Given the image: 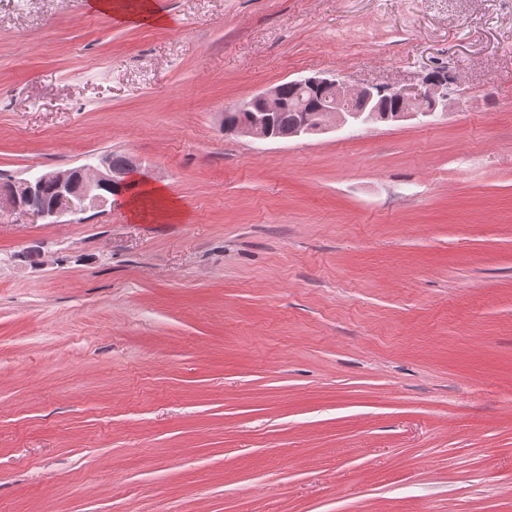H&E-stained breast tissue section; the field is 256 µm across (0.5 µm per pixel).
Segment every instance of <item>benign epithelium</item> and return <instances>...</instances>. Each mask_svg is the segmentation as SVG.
<instances>
[{
  "label": "benign epithelium",
  "mask_w": 512,
  "mask_h": 512,
  "mask_svg": "<svg viewBox=\"0 0 512 512\" xmlns=\"http://www.w3.org/2000/svg\"><path fill=\"white\" fill-rule=\"evenodd\" d=\"M304 85L317 83L329 89L332 97L315 111L304 114L301 122L290 138L306 134L325 133L347 125L366 124L382 118L393 121L426 117L434 114L437 107L448 109V84L445 79L432 80L421 77L418 87L413 89L397 88L379 84H360L353 86L334 76L314 75L293 80ZM392 94L400 102L394 115H382L383 96ZM281 105V88H266L251 99L230 108L232 112H252L254 117L246 125L226 126L224 133L240 137H249L256 141L278 138L269 126L268 113L277 112ZM141 164L130 159L121 168L112 167V156L99 158L98 164H85L65 171H48L28 179H21L15 185L22 190H7L0 196V205L6 203L12 208L49 223H56L65 215H75L90 208H103L112 197L101 192V187L109 183L126 184L130 174ZM51 182L55 185L57 199L50 209H42L33 204V198L39 187Z\"/></svg>",
  "instance_id": "obj_1"
}]
</instances>
